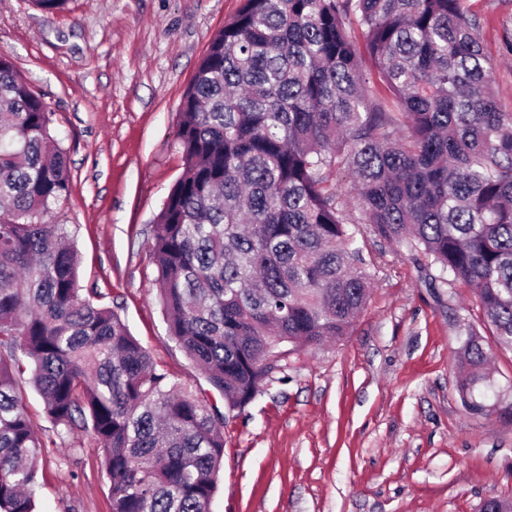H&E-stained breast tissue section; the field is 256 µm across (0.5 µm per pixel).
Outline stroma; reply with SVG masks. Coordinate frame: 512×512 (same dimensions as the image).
Masks as SVG:
<instances>
[{
  "instance_id": "stroma-1",
  "label": "stroma",
  "mask_w": 512,
  "mask_h": 512,
  "mask_svg": "<svg viewBox=\"0 0 512 512\" xmlns=\"http://www.w3.org/2000/svg\"><path fill=\"white\" fill-rule=\"evenodd\" d=\"M242 0H68L45 13L0 0V53L46 94L72 191L52 220L78 248L80 284L128 325L158 368L223 407L171 339L156 287L155 219L183 167L180 101L210 39ZM483 24L497 99L512 112V0H467ZM355 239L374 276L353 330L289 353L284 371L224 416L212 512H479L512 499V414L468 411L458 392L466 327L494 348L481 392L512 402V351L494 347L473 290L428 285L406 246ZM42 445L39 512H111L98 442L46 416L21 382Z\"/></svg>"
}]
</instances>
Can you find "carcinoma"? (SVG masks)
I'll return each instance as SVG.
<instances>
[{
	"label": "carcinoma",
	"instance_id": "carcinoma-1",
	"mask_svg": "<svg viewBox=\"0 0 512 512\" xmlns=\"http://www.w3.org/2000/svg\"><path fill=\"white\" fill-rule=\"evenodd\" d=\"M467 0H242L181 98L183 170L152 252L169 334L231 410L282 346L349 333L371 274L350 225L474 288L512 350V112L499 108ZM54 111L0 55V512H35L41 443L91 428L112 512H211L224 414L157 368L79 284ZM352 175V218L336 172ZM488 352L465 329L462 402L486 406Z\"/></svg>",
	"mask_w": 512,
	"mask_h": 512
}]
</instances>
